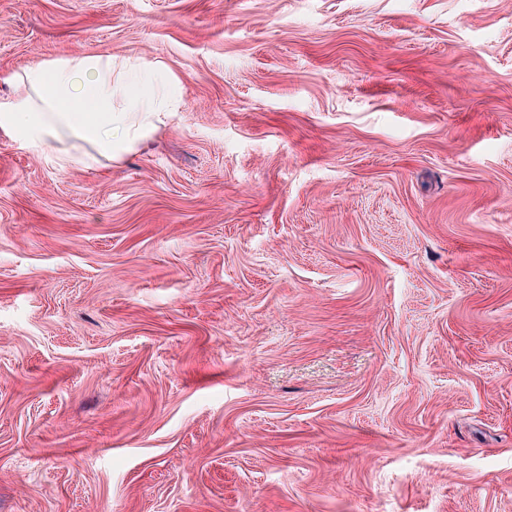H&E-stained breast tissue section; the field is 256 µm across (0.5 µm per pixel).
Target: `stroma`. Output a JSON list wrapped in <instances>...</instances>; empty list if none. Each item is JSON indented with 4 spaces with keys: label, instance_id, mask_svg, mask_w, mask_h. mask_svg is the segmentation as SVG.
Here are the masks:
<instances>
[{
    "label": "stroma",
    "instance_id": "1",
    "mask_svg": "<svg viewBox=\"0 0 512 512\" xmlns=\"http://www.w3.org/2000/svg\"><path fill=\"white\" fill-rule=\"evenodd\" d=\"M94 54L179 109L0 130V512H512V0H0Z\"/></svg>",
    "mask_w": 512,
    "mask_h": 512
}]
</instances>
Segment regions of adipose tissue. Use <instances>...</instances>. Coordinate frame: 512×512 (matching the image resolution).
I'll use <instances>...</instances> for the list:
<instances>
[{
    "label": "adipose tissue",
    "mask_w": 512,
    "mask_h": 512,
    "mask_svg": "<svg viewBox=\"0 0 512 512\" xmlns=\"http://www.w3.org/2000/svg\"><path fill=\"white\" fill-rule=\"evenodd\" d=\"M126 69L109 55H77L16 72L13 95L0 99V128L53 155L62 168L118 159L155 132L156 116L171 98L163 85L135 91ZM68 138L84 143L85 151L64 149Z\"/></svg>",
    "instance_id": "obj_1"
}]
</instances>
